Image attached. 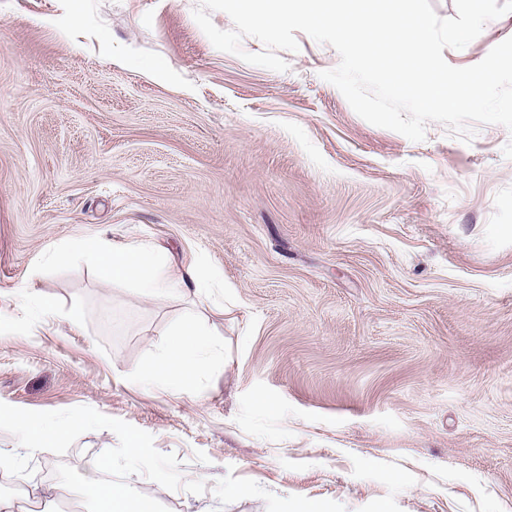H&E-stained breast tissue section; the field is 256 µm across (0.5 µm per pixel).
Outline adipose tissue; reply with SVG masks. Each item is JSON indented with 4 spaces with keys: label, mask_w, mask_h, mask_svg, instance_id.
<instances>
[{
    "label": "adipose tissue",
    "mask_w": 512,
    "mask_h": 512,
    "mask_svg": "<svg viewBox=\"0 0 512 512\" xmlns=\"http://www.w3.org/2000/svg\"><path fill=\"white\" fill-rule=\"evenodd\" d=\"M94 258L104 279L134 282L150 298L183 296L201 286L194 268L174 269L170 258L148 246L115 244L102 239ZM214 354L215 346L209 335L194 323L186 322L174 329L166 357L139 365L137 372L143 381L179 390Z\"/></svg>",
    "instance_id": "ef3b65f1"
}]
</instances>
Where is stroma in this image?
<instances>
[{"instance_id":"35a3bbf8","label":"stroma","mask_w":512,"mask_h":512,"mask_svg":"<svg viewBox=\"0 0 512 512\" xmlns=\"http://www.w3.org/2000/svg\"><path fill=\"white\" fill-rule=\"evenodd\" d=\"M199 0H0V402L88 406L203 494L168 512H512V132L374 126L297 33L288 71L217 50ZM512 37L489 21L446 62ZM219 287L141 297L100 238ZM58 248L80 251L54 263ZM53 308L39 327L22 289ZM194 321L225 360L165 391L135 369ZM109 430L64 454L90 472Z\"/></svg>"}]
</instances>
